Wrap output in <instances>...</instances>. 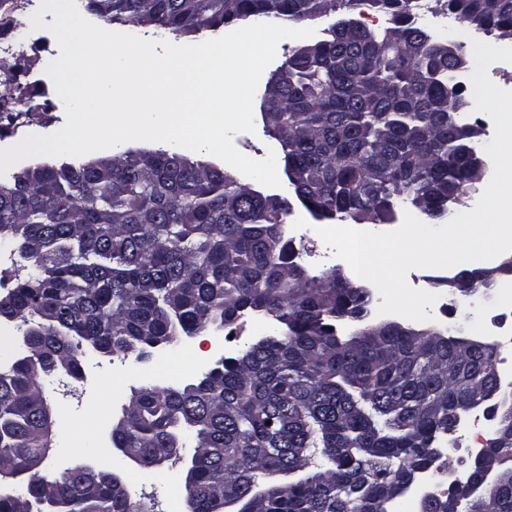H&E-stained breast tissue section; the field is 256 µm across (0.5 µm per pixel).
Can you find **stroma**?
I'll use <instances>...</instances> for the list:
<instances>
[{"label":"stroma","instance_id":"stroma-1","mask_svg":"<svg viewBox=\"0 0 512 512\" xmlns=\"http://www.w3.org/2000/svg\"><path fill=\"white\" fill-rule=\"evenodd\" d=\"M57 48L56 41L39 37L24 56L14 58L0 54V78L5 80L17 74L23 75L35 94L34 109L25 115L24 126L19 127L12 121L0 120L1 146H8L28 133L51 134L64 125V104L46 74V67L50 62L49 54ZM264 327L265 321L262 317L249 315L233 333L209 330L189 338L188 343L196 350L207 351L208 360L213 363L220 357L236 355L252 343ZM168 355V349L164 348L154 351L143 360L132 356H105L90 360L85 364L78 384L81 397L70 402L59 398L56 386H48L47 395L54 410L53 438L56 447L45 461L42 474L53 478L80 465L102 467L103 462L98 455L87 454V446L96 443L104 448L111 447L112 425L121 417L125 400H128L132 389L142 385L144 379L159 383L157 365ZM122 365L129 368L130 379L125 388L117 391L112 386V371ZM91 402L99 403L103 409L108 410L107 426H99L87 418L85 407ZM155 474L156 478L152 483H128L130 499L140 505L143 512H168L170 498L184 492L185 464L181 461L168 462L157 467Z\"/></svg>","mask_w":512,"mask_h":512}]
</instances>
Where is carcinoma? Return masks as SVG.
I'll list each match as a JSON object with an SVG mask.
<instances>
[{
    "mask_svg": "<svg viewBox=\"0 0 512 512\" xmlns=\"http://www.w3.org/2000/svg\"><path fill=\"white\" fill-rule=\"evenodd\" d=\"M110 26L176 34L239 21H311L326 37L296 48L262 106L288 190L316 220L393 221L402 206L450 218L481 183L482 128L448 53L417 25L419 0H83ZM448 13L512 39V0H445ZM390 16L375 32L343 26L356 9ZM292 202L178 152L126 151L81 164H36L0 184V246L20 259L0 293L29 349L0 365V480H25L0 512H134L121 468L79 466L49 480L53 411L45 378L83 376L91 357L138 359L208 329L263 314L286 326L182 386L132 390L112 427L118 457L140 467L182 459L193 512H397L405 484L432 493L417 512H512V393L500 351L465 345L463 327L382 326L372 293L298 261ZM357 330L337 335L336 322ZM492 408L490 461L453 464L446 437ZM326 467L311 470L314 455ZM452 469L475 491L442 490Z\"/></svg>",
    "mask_w": 512,
    "mask_h": 512,
    "instance_id": "cac0c4a2",
    "label": "carcinoma"
}]
</instances>
